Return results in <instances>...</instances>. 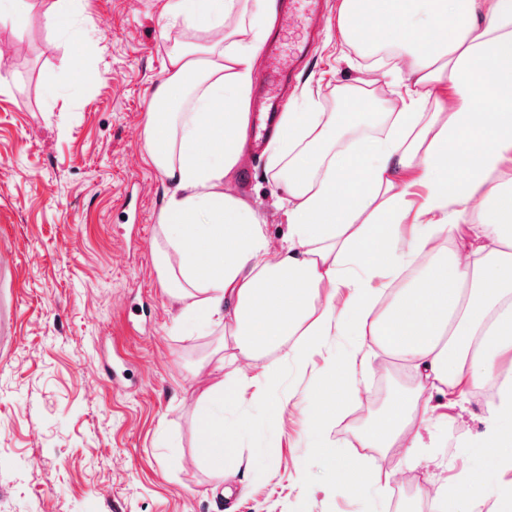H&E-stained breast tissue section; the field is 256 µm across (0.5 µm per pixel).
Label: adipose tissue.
<instances>
[{
    "mask_svg": "<svg viewBox=\"0 0 512 512\" xmlns=\"http://www.w3.org/2000/svg\"><path fill=\"white\" fill-rule=\"evenodd\" d=\"M166 15L202 38L172 43L153 92L145 145L169 192L154 260L186 318L232 339L200 396L213 477L231 476L240 450L225 410L249 392L275 420L282 370L304 375L329 336L352 343L324 368L308 423L337 490L381 486L326 436L375 346L410 364L416 384L365 420L362 447L418 461L422 428L444 423L437 396L464 401L489 383L495 397L467 445L511 468L512 188L501 182L512 169V0H342L338 28L368 61L367 77L341 88L346 112L360 111L379 77L402 107L369 140L311 97L282 113L265 149L266 176L288 186L278 246L229 183L271 0H168ZM228 359L239 369L226 379Z\"/></svg>",
    "mask_w": 512,
    "mask_h": 512,
    "instance_id": "adipose-tissue-1",
    "label": "adipose tissue"
}]
</instances>
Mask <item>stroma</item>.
<instances>
[{"instance_id": "obj_1", "label": "stroma", "mask_w": 512, "mask_h": 512, "mask_svg": "<svg viewBox=\"0 0 512 512\" xmlns=\"http://www.w3.org/2000/svg\"><path fill=\"white\" fill-rule=\"evenodd\" d=\"M51 2L25 0L20 26L0 24V512H294L299 503L403 512L408 498L414 512H433L430 490L486 466L457 445L481 431L485 399L448 406L447 428L427 430L426 461L405 465L397 451L361 447L355 428L408 381L402 361L379 358L329 438L390 480L376 500L340 493L304 420L333 341L304 377H286L291 399L275 424L248 399L225 412L244 424L240 466L228 485L211 477L197 448V399L220 337L189 330L156 270L167 186L144 140L153 89L183 30L168 27L166 0H73L86 39L47 23ZM340 3L326 2L290 108L309 88L333 111L337 88L356 76L347 65L355 52L336 34ZM264 162L246 156L251 177L235 189L279 241L288 224L273 200L284 188L265 179ZM114 361L126 380L106 372ZM270 441L277 455L267 460Z\"/></svg>"}]
</instances>
